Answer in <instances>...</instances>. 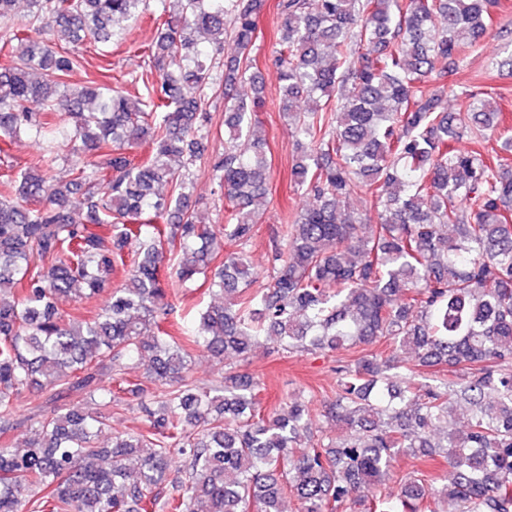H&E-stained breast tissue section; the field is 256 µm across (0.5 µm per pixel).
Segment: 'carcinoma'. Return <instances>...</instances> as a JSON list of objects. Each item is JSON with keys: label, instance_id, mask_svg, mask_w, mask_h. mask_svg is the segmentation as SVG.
<instances>
[{"label": "carcinoma", "instance_id": "obj_1", "mask_svg": "<svg viewBox=\"0 0 512 512\" xmlns=\"http://www.w3.org/2000/svg\"><path fill=\"white\" fill-rule=\"evenodd\" d=\"M29 2L18 24L16 0H0V45L28 42L0 67V137L47 143L36 167L0 185V434L29 387L56 402L96 394L106 409L132 396L147 427L101 450L106 413L57 407L23 448L0 444V512H284L290 495L297 512H437L435 501L446 512H512V164L459 147L501 134L491 99L474 96L467 122L446 106L448 74L492 30L497 0H279L280 112L304 139L291 174L313 204L282 225L271 281L257 291L246 247L271 164L256 101L235 88L247 78L261 89L248 71L263 0H174L141 50L136 97L102 73L84 87L66 77L85 67L77 48L112 42L114 23L147 0ZM46 27L70 47L29 35ZM228 40L237 57L225 62ZM215 93L226 137L212 164L218 228L197 223L171 163L204 155L199 130ZM298 99L306 108L293 109ZM142 140L154 152L136 162L129 150ZM61 161L72 167L65 184L51 179ZM351 196L381 207L379 222L337 211ZM449 225L456 236L443 234ZM167 246L177 281L202 276L223 302L160 336L156 316L172 311ZM118 268L124 283L95 317L59 312L62 300L97 298ZM264 336L288 353L356 351L323 405L345 438L311 435L301 401L263 413L247 375L228 372L217 387L189 380L190 348L244 361ZM130 362L158 394L121 377ZM437 366L456 378L419 381ZM105 370L118 388L99 387ZM175 453L186 464L171 475ZM398 455L437 468L432 482L418 469L386 491ZM164 483L172 492L161 502Z\"/></svg>", "mask_w": 512, "mask_h": 512}]
</instances>
